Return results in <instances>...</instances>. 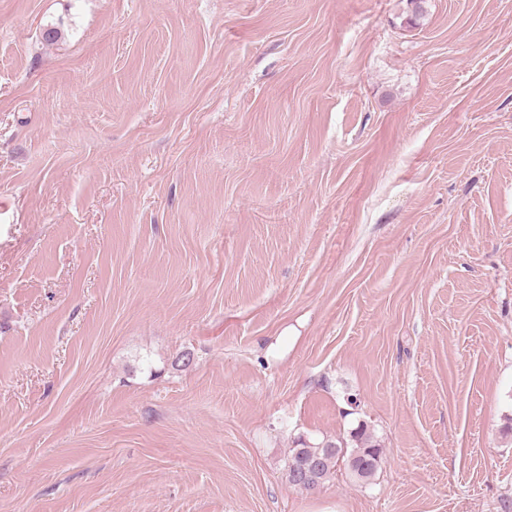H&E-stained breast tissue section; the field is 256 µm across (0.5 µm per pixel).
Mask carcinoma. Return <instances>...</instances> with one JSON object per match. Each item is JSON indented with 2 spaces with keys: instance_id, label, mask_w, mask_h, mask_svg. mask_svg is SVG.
<instances>
[{
  "instance_id": "cac0c4a2",
  "label": "carcinoma",
  "mask_w": 512,
  "mask_h": 512,
  "mask_svg": "<svg viewBox=\"0 0 512 512\" xmlns=\"http://www.w3.org/2000/svg\"><path fill=\"white\" fill-rule=\"evenodd\" d=\"M426 0H407L406 23L411 27L419 26L426 17ZM351 447L346 462L351 473L360 481L370 480L376 473L382 457V446L373 432L364 424L358 425L350 433L347 443L323 440L311 443L298 440L295 447L289 449L287 468L297 467L313 477L312 482L289 479L300 488L311 490L319 487L333 474L336 464L346 447Z\"/></svg>"
}]
</instances>
